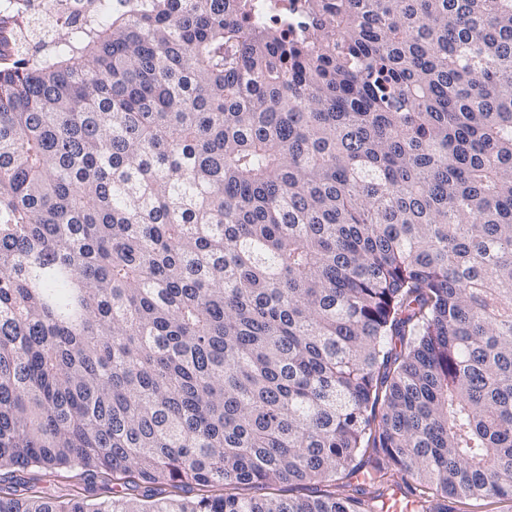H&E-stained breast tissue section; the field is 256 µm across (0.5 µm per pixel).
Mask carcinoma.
<instances>
[{"instance_id":"obj_1","label":"carcinoma","mask_w":512,"mask_h":512,"mask_svg":"<svg viewBox=\"0 0 512 512\" xmlns=\"http://www.w3.org/2000/svg\"><path fill=\"white\" fill-rule=\"evenodd\" d=\"M119 2L0 23V470L124 493L0 512L512 500V0ZM305 0H248V12L251 21L266 23L279 22L288 15L296 16L304 8ZM15 475H17L18 478L31 482V484L36 483L39 490H43L48 493H54V490H57L61 493L68 494V498H84L89 495L86 492V488L88 487L90 480L83 473V470L77 467L64 469L60 472V476L56 481L58 489H55V486L49 482L46 483L45 481H40L39 470L34 466H29L24 470L20 469L15 472ZM319 489H330L335 490L334 486L331 487H324L323 485H313V484H278L275 486H271L267 489H256L251 488L249 486H242L238 490H235L237 493L244 494L246 496H252V495H260V494H266V493H274L277 495H281L283 497H307L311 495H315L316 491Z\"/></svg>"}]
</instances>
